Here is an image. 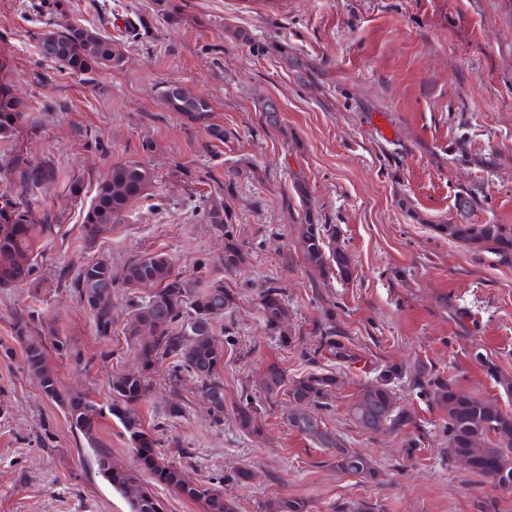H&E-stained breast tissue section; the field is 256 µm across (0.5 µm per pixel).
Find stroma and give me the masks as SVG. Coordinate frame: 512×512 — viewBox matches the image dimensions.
Masks as SVG:
<instances>
[{
	"label": "stroma",
	"instance_id": "obj_1",
	"mask_svg": "<svg viewBox=\"0 0 512 512\" xmlns=\"http://www.w3.org/2000/svg\"><path fill=\"white\" fill-rule=\"evenodd\" d=\"M37 0H0V56L14 92L37 123L15 146L58 177L40 195L56 233L36 234V286L0 288V512H128L96 472L84 440L23 370L13 317L35 308L79 349L75 363L47 359L63 387L101 406L114 374L139 367L121 330L98 336L61 268L107 258L113 267L168 254L190 279L223 280L237 296L236 345L224 351L223 424H213L192 379L151 370L139 404L160 452L188 479L212 478L239 512H261L277 495L306 500L309 512H479L486 499L512 512V493L479 483L444 454L447 434L427 392L397 383L412 417L399 432L356 428L348 407L377 368L423 365L448 383L512 413L487 371L512 377V260L475 251L443 224H500L512 230V0H176L183 20L169 27L156 0H62L69 20L92 24L122 46L121 67L69 75L40 53L46 16ZM142 17L147 35L126 18ZM304 70L286 68L281 51ZM180 85L207 97L212 139L163 103ZM278 107L269 122L260 100ZM137 161L155 176L111 232L87 243L85 209L116 162ZM241 168L233 195L218 188ZM82 184L81 198L68 190ZM305 195H298V187ZM224 201L249 253L239 272L219 261L224 239L207 223ZM335 229L353 259L352 280L319 276L299 243L305 213ZM275 284L303 342L289 350L269 336L254 298ZM333 316L362 363L338 368L309 358L317 322ZM289 376L336 371L342 380L324 419L350 447L371 456L368 482L332 468L326 453L291 430L287 401L267 406L263 432L239 431L232 409L242 392L260 398L257 377L271 365ZM181 417L167 414L170 403ZM240 469L248 485L234 482Z\"/></svg>",
	"mask_w": 512,
	"mask_h": 512
}]
</instances>
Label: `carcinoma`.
Masks as SVG:
<instances>
[{"label": "carcinoma", "mask_w": 512, "mask_h": 512, "mask_svg": "<svg viewBox=\"0 0 512 512\" xmlns=\"http://www.w3.org/2000/svg\"><path fill=\"white\" fill-rule=\"evenodd\" d=\"M157 6L158 14L169 25L180 24V7L173 0H157ZM39 44L44 57L72 75L92 74L123 63V53L111 38L93 27L69 22L63 15L54 22V28L41 33ZM163 100L169 111L191 123L206 125L212 138L224 141V128L209 123L211 105L206 98L191 95L178 86H169L163 91ZM28 121L21 102L11 92L9 75L0 74V141H12ZM2 174L12 185L14 195L0 197V287L23 282L31 285L35 271L31 259L34 231L51 233L58 225L33 224L29 201L56 181V173L52 166L34 163L23 152L12 150L0 157ZM153 179L151 169L140 162L112 164L98 182L86 208L85 240L93 242L119 223L133 202L146 195ZM206 217L208 223L224 234V271L232 272L244 265L247 253L231 224L229 210L216 204L208 209ZM442 230L448 237L474 249L487 248L504 260L512 258V233L504 232L500 224H445ZM335 235L336 232L326 225L317 223L312 213H307L306 223L301 225L302 253L308 267L320 276L334 272L336 277L349 281L354 266L346 250L331 244ZM119 285L136 292L151 289L141 302L134 304L122 328L141 369L120 373L111 382L109 412L127 434L135 453L136 468L112 464L111 452L100 443L96 425L103 416L102 407L84 394L63 388L58 381L47 362L46 343L49 341L46 336H51L49 343L58 355L77 365L83 362V357L67 338L58 336V330L45 328L36 310L14 316V340L22 348L23 368L43 395L63 411L70 427L82 435L86 447L93 453L97 474L126 501L129 512H162L159 499L140 482L141 471L149 473L156 484L202 503L204 512H237L235 501L224 497L220 486L210 481L189 482L181 467L164 460L157 452V440L145 430L137 409L149 387L146 370L165 359L172 364L171 379L180 380L184 372L190 375L208 405L213 424L224 423V344L231 343L232 337L216 336L215 326L233 316L237 308L235 294L224 287L222 280L202 283L176 273L169 256L162 253L132 259L118 271L102 259L87 261L76 269L70 286L91 314L101 337L112 334L115 324L112 289ZM256 304L266 330L277 337L281 346L292 349L301 344V337L286 328L290 311L280 288L267 285L259 289ZM316 332L319 345L315 353L324 350L339 365L350 366L361 360L344 342V334L334 320L326 319ZM403 373L401 366L384 365L375 382L360 389L348 409L350 420L357 428L369 433L378 423L390 431H400L412 422L411 415L397 407L393 389V381L401 379ZM413 385L428 391L442 415L444 430L448 433V461L468 459V473L480 479H487L496 471L509 478V482H500L496 487L511 491L512 414L430 372H416ZM257 387L273 405L281 395L288 398V427L323 449L336 470L366 481L378 480L380 471L374 462L348 447L320 416V412L333 407L336 391L340 389V379L335 373L311 372L290 378L286 370L273 366ZM261 414L262 407L248 398L234 410L240 430L251 435L262 431ZM263 512H309V508L305 500L285 495L268 500Z\"/></svg>", "instance_id": "obj_1"}]
</instances>
